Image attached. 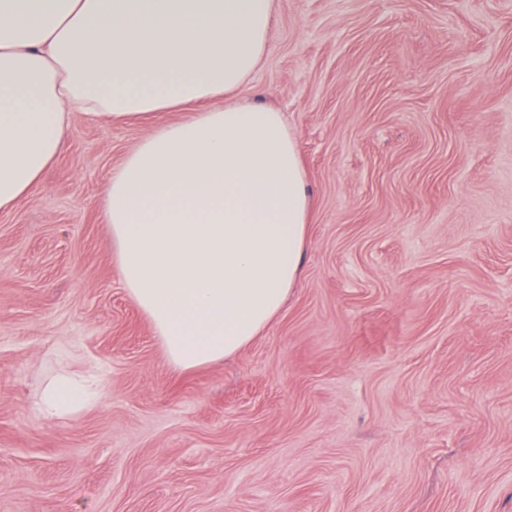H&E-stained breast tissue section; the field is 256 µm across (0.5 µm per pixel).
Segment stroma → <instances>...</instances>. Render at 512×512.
Returning <instances> with one entry per match:
<instances>
[{
    "mask_svg": "<svg viewBox=\"0 0 512 512\" xmlns=\"http://www.w3.org/2000/svg\"><path fill=\"white\" fill-rule=\"evenodd\" d=\"M308 248L270 326L169 366L102 207L154 124L75 115L0 212V512H512V0H274ZM90 364L74 419L33 403Z\"/></svg>",
    "mask_w": 512,
    "mask_h": 512,
    "instance_id": "obj_1",
    "label": "stroma"
}]
</instances>
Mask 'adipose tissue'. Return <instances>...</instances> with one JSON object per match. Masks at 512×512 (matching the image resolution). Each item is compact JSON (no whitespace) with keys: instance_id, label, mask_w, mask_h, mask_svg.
<instances>
[{"instance_id":"obj_1","label":"adipose tissue","mask_w":512,"mask_h":512,"mask_svg":"<svg viewBox=\"0 0 512 512\" xmlns=\"http://www.w3.org/2000/svg\"><path fill=\"white\" fill-rule=\"evenodd\" d=\"M274 0H0V210L56 160L73 113L123 123L179 111L103 195L127 293L168 364L229 357L273 321L307 246L309 195L282 112L229 103L268 52ZM91 374L62 371L36 411L79 416Z\"/></svg>"}]
</instances>
